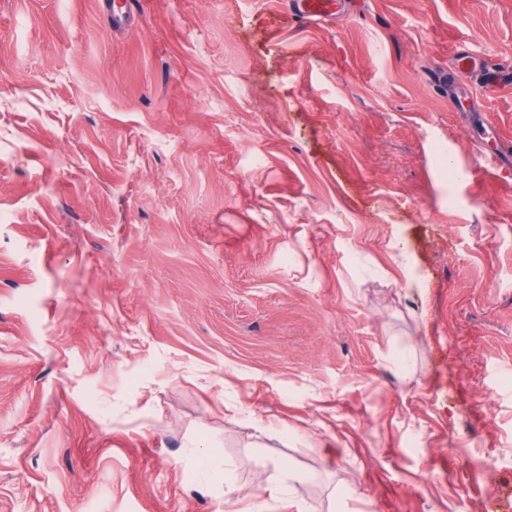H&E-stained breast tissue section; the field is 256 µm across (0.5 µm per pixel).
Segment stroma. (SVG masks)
Listing matches in <instances>:
<instances>
[{
  "instance_id": "stroma-1",
  "label": "stroma",
  "mask_w": 512,
  "mask_h": 512,
  "mask_svg": "<svg viewBox=\"0 0 512 512\" xmlns=\"http://www.w3.org/2000/svg\"><path fill=\"white\" fill-rule=\"evenodd\" d=\"M127 2L0 0V512H512V0ZM342 0H294L295 15L302 21L317 22L337 13ZM452 53L455 62L459 66L476 73L478 84L485 91L497 92L512 87L511 65L504 66L494 63L486 53L476 51L467 45L456 46ZM485 60L489 66L485 63Z\"/></svg>"
}]
</instances>
